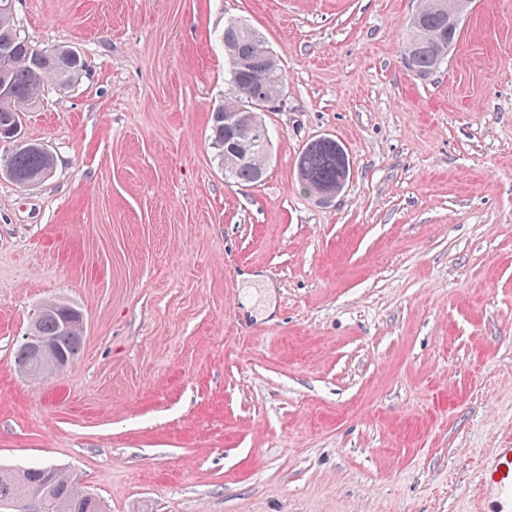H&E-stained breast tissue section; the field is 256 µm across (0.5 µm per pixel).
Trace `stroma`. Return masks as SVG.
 I'll return each instance as SVG.
<instances>
[{"mask_svg":"<svg viewBox=\"0 0 512 512\" xmlns=\"http://www.w3.org/2000/svg\"><path fill=\"white\" fill-rule=\"evenodd\" d=\"M419 3L16 0L83 71L23 116L52 175L0 174V467L107 512H464L512 445V0H473L423 80ZM233 18L284 79L254 185L209 139ZM323 135L351 161L327 204L296 175ZM55 301L83 349L32 379Z\"/></svg>","mask_w":512,"mask_h":512,"instance_id":"obj_1","label":"stroma"}]
</instances>
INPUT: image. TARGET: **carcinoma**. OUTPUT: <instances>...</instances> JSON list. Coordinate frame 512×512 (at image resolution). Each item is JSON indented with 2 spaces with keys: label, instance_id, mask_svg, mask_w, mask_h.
Wrapping results in <instances>:
<instances>
[{
  "label": "carcinoma",
  "instance_id": "obj_1",
  "mask_svg": "<svg viewBox=\"0 0 512 512\" xmlns=\"http://www.w3.org/2000/svg\"><path fill=\"white\" fill-rule=\"evenodd\" d=\"M422 19L417 27L408 26L405 52L413 53L414 76L425 79L439 68L448 56V42H458L460 29H448V0H422L418 9ZM13 16L0 13V40L10 42L7 52H0V83L9 88L0 97V132L22 127L24 112L34 107L45 86L66 87L75 82L82 70L81 57L67 47L47 50L43 59H35L32 44L15 37ZM224 54L228 59L233 92L224 98V105L211 113L210 140L218 150L224 176L246 185L261 181L267 164V147H257L242 159L233 145L239 136L224 133V108L245 105L242 92L275 93L283 91V77L278 58L269 50L265 38L255 28L234 21L224 28ZM52 154L20 145L0 158V168L11 171L17 180L27 184L38 181V175L53 169ZM303 189L319 199L329 189H343L350 178L351 164L343 146L332 137H320L308 143L296 162ZM69 308L64 302H51L35 323L38 333L52 342L66 358L61 367L37 362L26 375L37 379L45 374L70 367L83 348V326L64 329L61 312ZM43 512H105L100 499L83 491L64 471L51 465L11 470L0 468V502L10 501L35 485L46 481Z\"/></svg>",
  "mask_w": 512,
  "mask_h": 512
}]
</instances>
